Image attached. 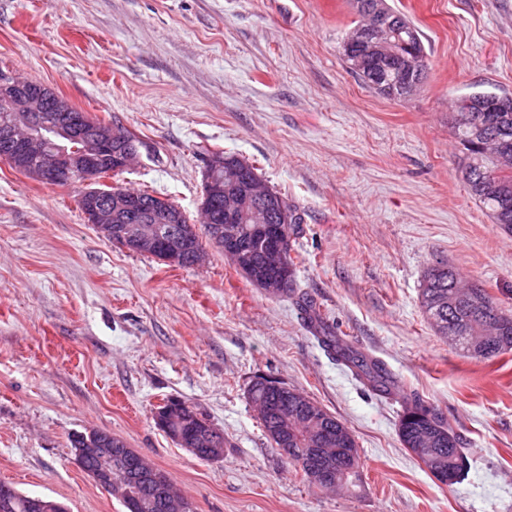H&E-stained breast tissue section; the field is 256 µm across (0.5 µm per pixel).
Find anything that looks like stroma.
Masks as SVG:
<instances>
[{
    "mask_svg": "<svg viewBox=\"0 0 512 512\" xmlns=\"http://www.w3.org/2000/svg\"><path fill=\"white\" fill-rule=\"evenodd\" d=\"M388 2L428 54L403 100L348 71L352 0H0V67L118 120L139 141L118 184L190 218L209 151L253 165L303 218L297 294L383 361L401 397L443 417L464 477L441 484L402 447L401 398L333 360L295 297L266 296L212 247L190 268L117 247L87 223L81 184L0 161V482L68 512H124L74 462L73 437L103 430L196 512H512V351L464 356L420 303L443 259L512 313V234L471 198L452 134L462 95H512V0ZM262 375L346 424L361 492L316 488L273 448L246 396ZM170 398L223 432V460H199L156 425Z\"/></svg>",
    "mask_w": 512,
    "mask_h": 512,
    "instance_id": "obj_1",
    "label": "stroma"
}]
</instances>
